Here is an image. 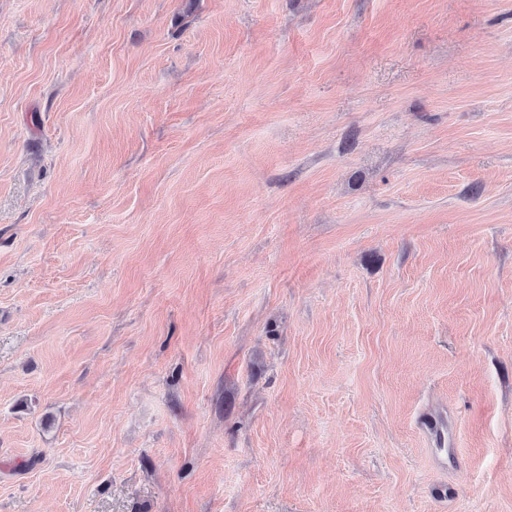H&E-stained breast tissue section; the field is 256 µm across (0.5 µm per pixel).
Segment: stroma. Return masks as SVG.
Returning <instances> with one entry per match:
<instances>
[{
    "label": "stroma",
    "instance_id": "stroma-1",
    "mask_svg": "<svg viewBox=\"0 0 512 512\" xmlns=\"http://www.w3.org/2000/svg\"><path fill=\"white\" fill-rule=\"evenodd\" d=\"M0 512H512V0H0Z\"/></svg>",
    "mask_w": 512,
    "mask_h": 512
}]
</instances>
